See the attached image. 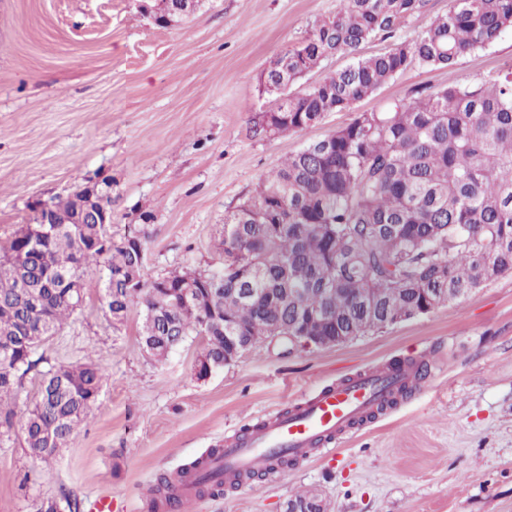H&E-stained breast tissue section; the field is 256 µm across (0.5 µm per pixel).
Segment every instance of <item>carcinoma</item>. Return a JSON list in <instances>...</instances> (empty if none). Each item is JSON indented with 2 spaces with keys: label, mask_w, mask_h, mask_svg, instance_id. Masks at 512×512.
<instances>
[{
  "label": "carcinoma",
  "mask_w": 512,
  "mask_h": 512,
  "mask_svg": "<svg viewBox=\"0 0 512 512\" xmlns=\"http://www.w3.org/2000/svg\"><path fill=\"white\" fill-rule=\"evenodd\" d=\"M426 0H342L332 17L281 55L271 86L293 84L333 55H354L361 43L388 38L422 13ZM512 28V0H451L415 37L356 58L306 92L278 98L258 113L266 136L299 132L327 112L350 110L401 72L445 68L490 46ZM147 231L118 240L107 224H67L37 243L21 226L0 252V437L20 426L30 454L47 459L68 447L87 424L104 374L92 362L54 364L41 373L37 399L17 413L26 375L45 361L40 345L77 310L72 287L103 280L109 319L131 308L142 315L140 339L157 361L172 339L202 337L197 374L224 366L227 327L260 340L301 329L311 336H360L386 314L409 319L427 301L425 289L451 288L460 299L512 273V67L476 85L417 89L406 100L359 112L326 139L306 144L261 179L255 194L224 216V265L173 271L143 282ZM133 274L139 287L111 284ZM204 283L200 307L178 308L181 290ZM237 288H259L254 301ZM380 300L371 312L354 300ZM210 449L182 473L200 492L224 491L203 466ZM80 512L66 489L41 500L37 512Z\"/></svg>",
  "instance_id": "carcinoma-1"
}]
</instances>
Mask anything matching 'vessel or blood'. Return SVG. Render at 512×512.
<instances>
[{
	"label": "vessel or blood",
	"mask_w": 512,
	"mask_h": 512,
	"mask_svg": "<svg viewBox=\"0 0 512 512\" xmlns=\"http://www.w3.org/2000/svg\"><path fill=\"white\" fill-rule=\"evenodd\" d=\"M418 379L416 367L388 364L316 391L299 405L264 419L249 434L238 436L222 458L211 462L210 469L222 477L277 473L279 453L305 458L316 449L337 443L355 424L379 412L390 390Z\"/></svg>",
	"instance_id": "1"
}]
</instances>
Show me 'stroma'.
I'll list each match as a JSON object with an SVG mask.
<instances>
[{
  "mask_svg": "<svg viewBox=\"0 0 512 512\" xmlns=\"http://www.w3.org/2000/svg\"><path fill=\"white\" fill-rule=\"evenodd\" d=\"M340 0H200L162 25L139 0H0V242L33 223L38 199L109 181L113 236L146 225L144 276L222 259L224 216L305 143L420 86L475 84L512 65V31L449 68L414 67L353 109L298 133L253 130L273 96L259 76ZM96 277L50 361L96 360L105 381L88 425L55 456L20 430L0 443V512H35L66 488L114 512H169L154 492L245 426L311 390L383 362H432L431 381L354 429L334 454L260 475L190 512H286L301 491L327 512H512V274L460 300L324 348L261 343L198 377L191 336L162 361L141 317L108 319Z\"/></svg>",
  "mask_w": 512,
  "mask_h": 512,
  "instance_id": "stroma-1",
  "label": "stroma"
}]
</instances>
